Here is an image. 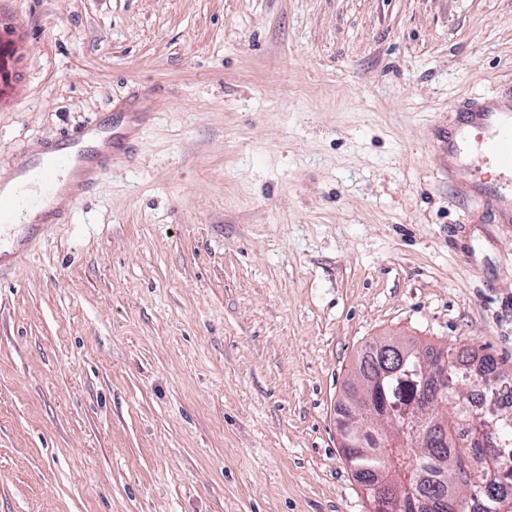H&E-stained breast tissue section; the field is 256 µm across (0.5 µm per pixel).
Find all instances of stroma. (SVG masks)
<instances>
[{
  "label": "stroma",
  "mask_w": 512,
  "mask_h": 512,
  "mask_svg": "<svg viewBox=\"0 0 512 512\" xmlns=\"http://www.w3.org/2000/svg\"><path fill=\"white\" fill-rule=\"evenodd\" d=\"M512 100V0H0V172L141 123L0 261V512H369V344L512 371V223L437 137Z\"/></svg>",
  "instance_id": "1"
}]
</instances>
